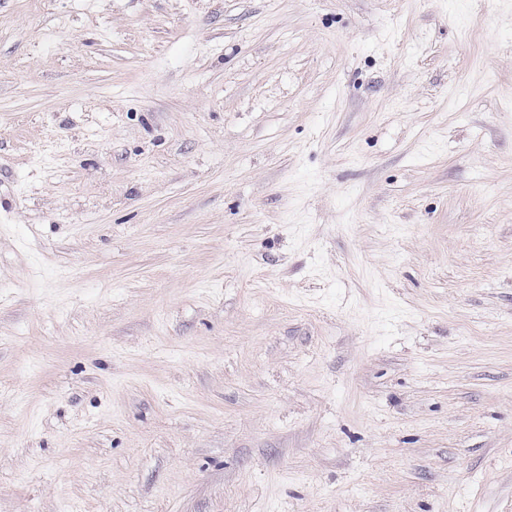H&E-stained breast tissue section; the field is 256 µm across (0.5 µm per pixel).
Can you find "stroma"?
<instances>
[{"mask_svg": "<svg viewBox=\"0 0 512 512\" xmlns=\"http://www.w3.org/2000/svg\"><path fill=\"white\" fill-rule=\"evenodd\" d=\"M0 512H512V0H0Z\"/></svg>", "mask_w": 512, "mask_h": 512, "instance_id": "1", "label": "stroma"}]
</instances>
